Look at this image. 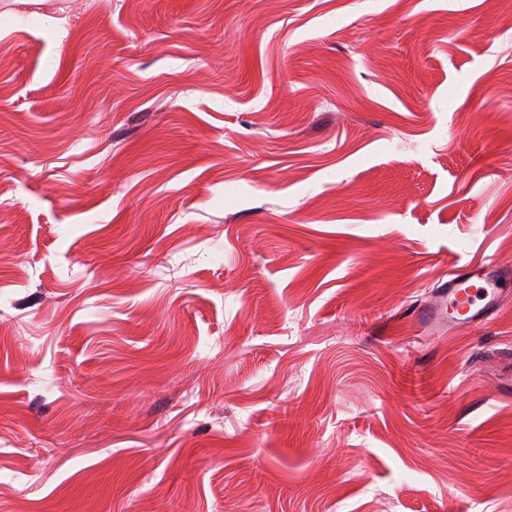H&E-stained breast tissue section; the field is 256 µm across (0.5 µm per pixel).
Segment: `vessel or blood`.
Returning <instances> with one entry per match:
<instances>
[{
	"label": "vessel or blood",
	"instance_id": "b4317fda",
	"mask_svg": "<svg viewBox=\"0 0 512 512\" xmlns=\"http://www.w3.org/2000/svg\"><path fill=\"white\" fill-rule=\"evenodd\" d=\"M511 280L512 274L504 272L493 261L478 268L467 265L455 268L444 287L448 305L456 312L455 317L448 320L449 328L477 326L495 316L500 310L505 286Z\"/></svg>",
	"mask_w": 512,
	"mask_h": 512
}]
</instances>
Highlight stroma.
I'll return each instance as SVG.
<instances>
[{
    "instance_id": "1",
    "label": "stroma",
    "mask_w": 512,
    "mask_h": 512,
    "mask_svg": "<svg viewBox=\"0 0 512 512\" xmlns=\"http://www.w3.org/2000/svg\"><path fill=\"white\" fill-rule=\"evenodd\" d=\"M512 0H0V512H512ZM511 279V272H504L495 261L478 268L462 265L448 275L444 294L448 307L458 311L457 317L448 315V328L461 329L485 323L501 307L504 286ZM468 286L469 288H462Z\"/></svg>"
}]
</instances>
